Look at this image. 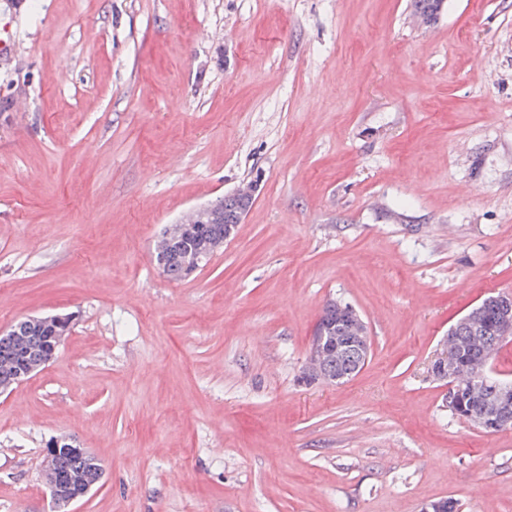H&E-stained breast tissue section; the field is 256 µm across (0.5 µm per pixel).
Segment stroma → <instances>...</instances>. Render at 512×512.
Returning <instances> with one entry per match:
<instances>
[{"label": "stroma", "mask_w": 512, "mask_h": 512, "mask_svg": "<svg viewBox=\"0 0 512 512\" xmlns=\"http://www.w3.org/2000/svg\"><path fill=\"white\" fill-rule=\"evenodd\" d=\"M0 27V330L75 315L0 394V512H51L58 437L104 469L73 512H512V430L428 372L512 294V0H0ZM249 185L169 280L160 232ZM334 298L371 355L307 385Z\"/></svg>", "instance_id": "obj_1"}]
</instances>
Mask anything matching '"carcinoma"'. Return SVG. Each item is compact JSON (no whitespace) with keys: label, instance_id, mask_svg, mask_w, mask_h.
I'll return each mask as SVG.
<instances>
[{"label":"carcinoma","instance_id":"cac0c4a2","mask_svg":"<svg viewBox=\"0 0 512 512\" xmlns=\"http://www.w3.org/2000/svg\"><path fill=\"white\" fill-rule=\"evenodd\" d=\"M223 244L224 212H213L204 218H195L178 232L164 230L155 259L169 279L182 281L196 265L197 255L203 253L210 258ZM321 318L327 323V336H338L346 328L336 307H324ZM494 321L493 308L483 302L448 331V342L460 352V361L458 382L448 390L446 406L452 414L476 426L491 406L493 384L512 382L511 375L491 371L485 366L486 350L491 347L496 354L501 348L499 344L493 345ZM66 330V326L48 316L16 323L13 335L0 339V348L12 353L10 358L0 355V374H15L28 365L52 359Z\"/></svg>","mask_w":512,"mask_h":512}]
</instances>
